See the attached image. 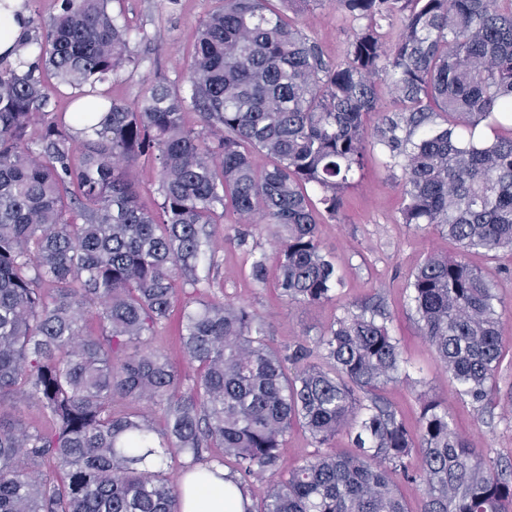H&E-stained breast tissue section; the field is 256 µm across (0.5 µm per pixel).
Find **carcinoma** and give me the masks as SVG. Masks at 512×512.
I'll list each match as a JSON object with an SVG mask.
<instances>
[{"label": "carcinoma", "mask_w": 512, "mask_h": 512, "mask_svg": "<svg viewBox=\"0 0 512 512\" xmlns=\"http://www.w3.org/2000/svg\"><path fill=\"white\" fill-rule=\"evenodd\" d=\"M111 2L61 0L0 55V512H181L164 468L181 454L196 482L229 463L243 494L265 484L243 512H413L402 486L418 482L420 512H512V463L462 437L439 396L420 395L413 426L381 398L404 364L381 298L284 352L251 306L199 297L221 210L278 238L282 300H331L341 275L318 217L378 146L403 172L402 223L459 249L411 274L420 335L492 412L502 301L465 257L512 253V0H336L351 31L337 58L286 16L323 0H224L199 25L187 89L160 80L133 104L96 90L136 63ZM34 52L87 98L78 111L48 110ZM381 86L395 111L370 134ZM250 255L263 285L267 257ZM177 305L181 367L149 347ZM24 402L49 425L25 423ZM144 402L163 405L161 426ZM293 427L315 451L286 470ZM136 179L138 180L141 202L148 208H152L154 200L158 196L156 193L158 174L150 160H140L136 167Z\"/></svg>", "instance_id": "cac0c4a2"}]
</instances>
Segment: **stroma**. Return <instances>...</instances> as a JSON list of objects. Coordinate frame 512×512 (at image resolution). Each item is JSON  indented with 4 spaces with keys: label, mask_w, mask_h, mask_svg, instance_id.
Instances as JSON below:
<instances>
[{
    "label": "stroma",
    "mask_w": 512,
    "mask_h": 512,
    "mask_svg": "<svg viewBox=\"0 0 512 512\" xmlns=\"http://www.w3.org/2000/svg\"><path fill=\"white\" fill-rule=\"evenodd\" d=\"M221 6V0H121L120 9L137 30L129 51L140 63L126 67L119 81L109 84L110 95L131 104L158 78L182 84L196 29ZM296 21L328 54H343L350 30L341 21L334 0H324L322 6L297 15ZM355 179L336 217L320 220V243L335 256L342 276L333 300L291 307L277 299L272 285L253 283L248 276L250 247L263 250L271 266L276 263V250L255 231L246 246H237L239 227L229 216L219 226L226 242L216 253L213 278L201 286V293L253 307L264 320L269 341L282 350L319 334L342 314L344 306L381 296L390 313L388 327L399 339L406 360L404 374L385 387V397L411 415L420 393L437 394L454 416L461 435L512 462V416H503L498 408L492 414L478 415L469 401L455 394L447 373L419 333L409 299L411 272L428 254H454L455 244L438 230L401 222V173L386 168L379 152L368 153L365 167ZM468 260L494 285L505 307V358L498 379L501 391L506 392L512 390V254L476 252Z\"/></svg>",
    "instance_id": "1"
}]
</instances>
